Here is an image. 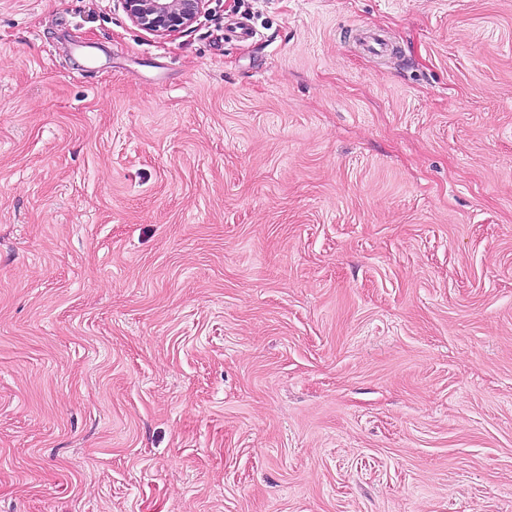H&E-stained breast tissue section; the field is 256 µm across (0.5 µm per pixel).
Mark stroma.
Masks as SVG:
<instances>
[{
  "mask_svg": "<svg viewBox=\"0 0 512 512\" xmlns=\"http://www.w3.org/2000/svg\"><path fill=\"white\" fill-rule=\"evenodd\" d=\"M0 512H512V0H0ZM131 22L140 29L174 36L189 29L205 11L208 0H120Z\"/></svg>",
  "mask_w": 512,
  "mask_h": 512,
  "instance_id": "1",
  "label": "stroma"
}]
</instances>
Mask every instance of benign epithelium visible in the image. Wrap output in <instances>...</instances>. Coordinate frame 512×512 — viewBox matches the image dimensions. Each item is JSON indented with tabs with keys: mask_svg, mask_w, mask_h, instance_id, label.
Here are the masks:
<instances>
[{
	"mask_svg": "<svg viewBox=\"0 0 512 512\" xmlns=\"http://www.w3.org/2000/svg\"><path fill=\"white\" fill-rule=\"evenodd\" d=\"M120 2L135 26L159 36H174L189 29L208 5V0H120Z\"/></svg>",
	"mask_w": 512,
	"mask_h": 512,
	"instance_id": "1",
	"label": "benign epithelium"
}]
</instances>
